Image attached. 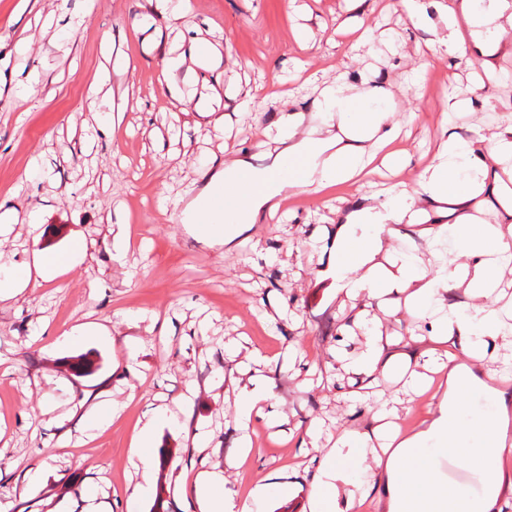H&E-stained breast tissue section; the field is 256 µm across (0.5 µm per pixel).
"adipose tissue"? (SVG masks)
Returning <instances> with one entry per match:
<instances>
[{"label": "adipose tissue", "mask_w": 512, "mask_h": 512, "mask_svg": "<svg viewBox=\"0 0 512 512\" xmlns=\"http://www.w3.org/2000/svg\"><path fill=\"white\" fill-rule=\"evenodd\" d=\"M413 24L429 27L433 53L479 61L495 71L499 55L512 54V0H446L439 5L440 23H433L423 0H396ZM470 29L469 42L459 37L460 24ZM162 48L165 91L182 111L213 118L223 125L215 106L220 102L263 105L255 89L223 87L224 57L219 50L198 54L197 43L166 49L161 33L151 37ZM192 64L209 73L208 81L177 80L176 71ZM391 93L381 83L337 73L325 83L311 107L285 110L270 120L262 135L275 147L269 162L253 168L248 154L225 158L221 170L207 175L203 192L224 187L228 168L252 169L257 182L269 173L281 178L267 190L249 193L245 207L229 223L214 220V238L233 248L249 239L265 215L281 213L289 196L317 193L340 182L362 181L367 191L349 204L336 226L326 271L336 280L338 308L345 317L341 333L360 335L357 352H329L336 378L348 380L344 395L370 403L371 424L364 431L342 433L323 456L311 458V480L320 493L312 512H502L512 500V472L502 466L512 453V383L496 367L502 349L512 346V300L490 305L500 296L498 269L512 264V203L503 199V178L512 174V118L471 140L448 134L436 156L414 183L399 182L375 192L377 154L398 136ZM306 163L302 174L288 173V161ZM494 211L496 221L480 224L473 213ZM414 229L435 265L422 263L417 252L395 248L403 228ZM50 260L33 265L15 263L0 253V300L20 293L31 270L43 271ZM410 312L427 321L428 335L409 337L387 332L385 325ZM404 375L400 391L385 394L381 379ZM489 394L491 408L469 416L465 400L473 390ZM235 420L247 429L254 415L268 405L271 394L253 374L235 381ZM432 391L419 423L402 433L405 395ZM452 447L459 460L487 479L479 499L449 490L447 483L421 463L424 451ZM224 476L197 473L192 490L201 512H260L263 486L250 498L216 495Z\"/></svg>", "instance_id": "adipose-tissue-1"}]
</instances>
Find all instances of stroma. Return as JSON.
<instances>
[{
    "mask_svg": "<svg viewBox=\"0 0 512 512\" xmlns=\"http://www.w3.org/2000/svg\"><path fill=\"white\" fill-rule=\"evenodd\" d=\"M367 2L366 27L389 32L397 52L376 40L353 47L338 32L347 0H300L310 17L301 40L287 0H184L177 27L182 41L219 45L228 57L225 83L255 88L281 77L283 99L318 94L296 74L300 64L328 81L340 67L377 74L401 125L393 148L409 160L402 176H385L389 186L411 180L434 156L448 98L469 97L470 83L452 58L429 50V30L393 0ZM138 3L0 0V206L40 211L38 228L21 218L0 251L23 263L36 250L50 254L78 240L86 247L40 286L0 302V503L8 512H58L64 502L84 512L92 495L103 512H150L156 488L139 490L132 441L145 418L166 407L176 419L158 421L144 453L156 461L173 452L165 470L151 472L166 479L168 512H199L179 487L203 468L223 472L242 498L267 480L264 512H309L306 466L316 451L302 447L304 431L318 421L332 431L371 423L324 366L329 349L345 341L342 316L334 280L319 276V257L304 246L359 191L336 184L325 203L297 194L288 205L294 223L268 216L253 225L255 249H226L162 211L163 198L182 194L229 154L241 150L264 164L261 130L283 99L228 113L220 129L180 112L164 96L157 54L145 49ZM22 39L30 44L23 57L14 52ZM34 70L42 82L19 101ZM95 88L111 95V118L89 111ZM511 108L512 84L489 79L474 112L453 123L475 139ZM291 245L299 256L287 255ZM273 305L294 310L296 321L266 322ZM231 342L268 360L273 400L247 429L252 453L228 469L239 436L227 396ZM84 354L96 361L89 376L72 368ZM98 403L109 418L102 426L89 416ZM37 466L44 479L28 485Z\"/></svg>",
    "mask_w": 512,
    "mask_h": 512,
    "instance_id": "1",
    "label": "stroma"
}]
</instances>
